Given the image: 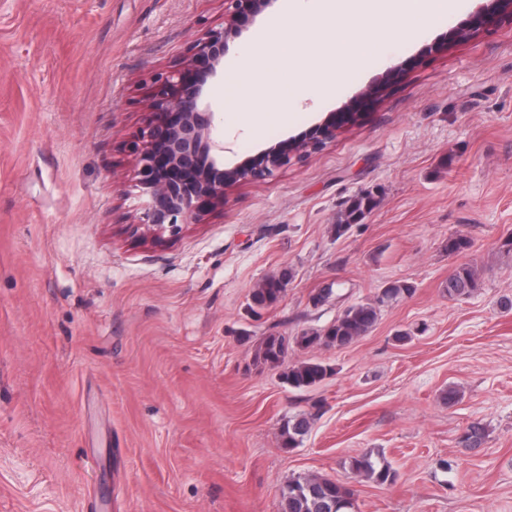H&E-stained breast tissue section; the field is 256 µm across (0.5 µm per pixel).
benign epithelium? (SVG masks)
Masks as SVG:
<instances>
[{
    "instance_id": "1",
    "label": "benign epithelium",
    "mask_w": 512,
    "mask_h": 512,
    "mask_svg": "<svg viewBox=\"0 0 512 512\" xmlns=\"http://www.w3.org/2000/svg\"><path fill=\"white\" fill-rule=\"evenodd\" d=\"M490 7L470 26L456 32L466 38L492 20L512 18V0H489ZM275 0H224V26L208 29L187 49L181 61L153 81L145 125L132 141L135 186L143 202L129 230L139 242L176 240L187 225L210 210L224 207V188L263 179L288 165L290 154L322 149L336 131L353 123L364 101L376 97L397 69L363 89L339 112L316 125L306 138L277 143L232 168L224 167V133L214 113L203 108L210 82L223 67L228 42L240 28L273 6Z\"/></svg>"
}]
</instances>
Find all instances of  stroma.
Wrapping results in <instances>:
<instances>
[{"label": "stroma", "instance_id": "obj_1", "mask_svg": "<svg viewBox=\"0 0 512 512\" xmlns=\"http://www.w3.org/2000/svg\"><path fill=\"white\" fill-rule=\"evenodd\" d=\"M482 4L461 0L435 28L410 19L408 43L371 38L366 71L329 97L306 87L257 132L236 65L283 20L276 0L230 40L205 97L225 166L408 69L322 150L143 244L126 232L129 144L155 76L223 26V0H0V512H281L298 475L340 482L357 512H512V19L448 38ZM365 193L374 208L337 234ZM452 236L470 248L449 253ZM463 263L478 287L449 298ZM284 271L283 298L253 314L252 289ZM397 280L414 294L366 336L289 352L333 367L317 387L255 364L268 334L323 328ZM303 413L308 434L282 448ZM474 424L484 438L468 448ZM368 452L394 483L350 471ZM309 429V420L304 415L288 418L281 429L283 448H297L302 443Z\"/></svg>", "mask_w": 512, "mask_h": 512}]
</instances>
